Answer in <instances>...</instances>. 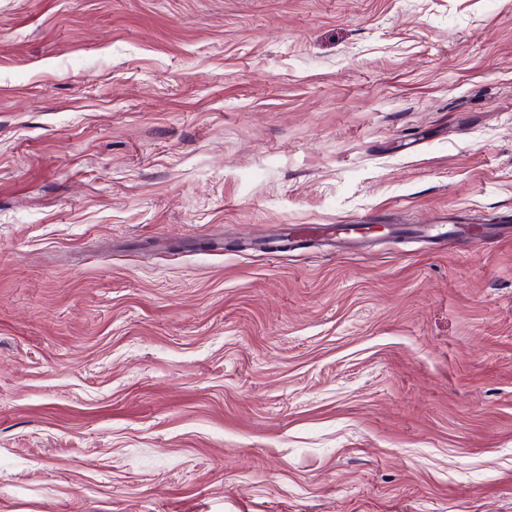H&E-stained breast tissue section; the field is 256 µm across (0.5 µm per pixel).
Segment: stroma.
Here are the masks:
<instances>
[{
  "mask_svg": "<svg viewBox=\"0 0 512 512\" xmlns=\"http://www.w3.org/2000/svg\"><path fill=\"white\" fill-rule=\"evenodd\" d=\"M508 212L512 0H0V512H512ZM363 223V220L352 219L340 224L300 226L296 230H292L289 235L305 238L309 234H317L328 239H336L337 243L347 247H363L371 238L368 236V224Z\"/></svg>",
  "mask_w": 512,
  "mask_h": 512,
  "instance_id": "35a3bbf8",
  "label": "stroma"
}]
</instances>
